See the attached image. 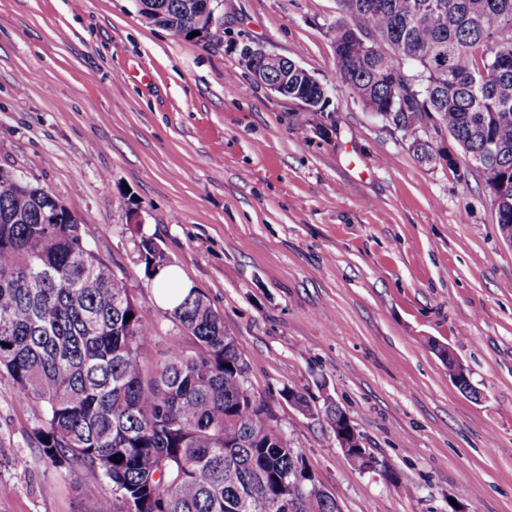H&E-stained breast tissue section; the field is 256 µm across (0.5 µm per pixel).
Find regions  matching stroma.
<instances>
[{"instance_id": "obj_1", "label": "stroma", "mask_w": 512, "mask_h": 512, "mask_svg": "<svg viewBox=\"0 0 512 512\" xmlns=\"http://www.w3.org/2000/svg\"><path fill=\"white\" fill-rule=\"evenodd\" d=\"M342 19L336 0H224V41L206 45L136 0H0V169L55 196L149 309L148 369L188 343L139 256L153 240L341 512H512V244L448 133H423V159L337 83ZM242 43L326 85L324 113L257 83ZM288 389L336 401L396 481L358 470ZM39 418L1 373L0 512H93L111 486L49 469ZM436 352L446 363L445 366L449 370L448 362L452 364V378L449 377L451 382L462 390L468 397L474 400H480L482 393L474 386L470 372L462 360L455 354V352L448 346L437 344Z\"/></svg>"}]
</instances>
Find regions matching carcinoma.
Segmentation results:
<instances>
[{
    "instance_id": "cac0c4a2",
    "label": "carcinoma",
    "mask_w": 512,
    "mask_h": 512,
    "mask_svg": "<svg viewBox=\"0 0 512 512\" xmlns=\"http://www.w3.org/2000/svg\"><path fill=\"white\" fill-rule=\"evenodd\" d=\"M187 2L139 14L223 42L224 22L196 19ZM337 2L354 25L336 30V80L422 157L430 127L483 157L497 224L512 226V0ZM360 30L380 43L354 42ZM404 73L414 101L384 117ZM55 210L57 223H44ZM138 251L149 275L165 267L151 239ZM164 315L190 343L147 370V311L70 211L0 173V372L42 406L34 434L47 467L108 483L94 512H340L247 385V361L204 295L191 288Z\"/></svg>"
}]
</instances>
